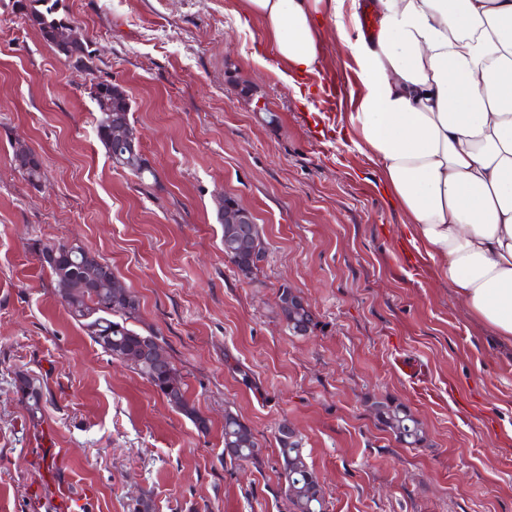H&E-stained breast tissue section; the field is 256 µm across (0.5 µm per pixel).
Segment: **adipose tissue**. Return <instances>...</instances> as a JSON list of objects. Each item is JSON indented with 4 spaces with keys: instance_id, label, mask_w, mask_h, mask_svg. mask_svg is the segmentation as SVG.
Returning <instances> with one entry per match:
<instances>
[{
    "instance_id": "adipose-tissue-1",
    "label": "adipose tissue",
    "mask_w": 512,
    "mask_h": 512,
    "mask_svg": "<svg viewBox=\"0 0 512 512\" xmlns=\"http://www.w3.org/2000/svg\"><path fill=\"white\" fill-rule=\"evenodd\" d=\"M282 77L335 31L363 93L351 141L381 170L403 233L471 316L512 340V0H245Z\"/></svg>"
}]
</instances>
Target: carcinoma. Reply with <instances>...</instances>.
Instances as JSON below:
<instances>
[{"label": "carcinoma", "instance_id": "carcinoma-1", "mask_svg": "<svg viewBox=\"0 0 512 512\" xmlns=\"http://www.w3.org/2000/svg\"><path fill=\"white\" fill-rule=\"evenodd\" d=\"M20 4L22 15L32 24L38 26L44 42L60 57L82 63L90 58L92 50L83 42L69 49L63 48L64 33L68 28L65 19L56 15L55 5L48 0H16ZM90 94L97 108L98 115L96 132L106 153L112 160H119L126 152V147L112 141V123L122 121L130 123L128 112H106V102L111 100L112 89L104 85L90 89ZM56 253L55 262H46L43 267L55 284V290L61 302L73 319L80 322L92 340L112 358L133 368L141 377L164 398L167 403L190 419L198 428H207V421L198 413L194 404L187 396L186 383L182 373L169 377L144 353V347L152 335L136 330L132 321L136 320L140 311L136 295L128 288L124 289L127 299L117 300L112 297V289L103 285L93 291L84 288L104 262L91 251L80 245L69 249L64 242L49 243L39 249V254ZM22 400L31 418H37L43 401L42 390L22 383ZM378 405L387 409L386 416L398 423L399 429L406 432L407 443L418 445L426 440L420 422L412 417L407 406L394 401H380ZM237 444V451L224 457V462L231 466L242 462L258 464L261 458L255 456L251 448L256 445L253 429L244 424L238 414L227 412L224 415V444ZM278 458L283 465L294 471V482L298 495L299 512H323V506L317 492L310 491L307 475L313 470L307 462V456L295 442L277 438Z\"/></svg>", "mask_w": 512, "mask_h": 512}]
</instances>
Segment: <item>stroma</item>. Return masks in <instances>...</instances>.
<instances>
[{"label":"stroma","mask_w":512,"mask_h":512,"mask_svg":"<svg viewBox=\"0 0 512 512\" xmlns=\"http://www.w3.org/2000/svg\"><path fill=\"white\" fill-rule=\"evenodd\" d=\"M56 12L90 41L84 67L0 0V512H44L49 448L79 512H129L143 493L152 512H285L284 422L327 512H512V340L437 280L377 164L346 140L362 92L349 47L326 32L304 102L243 0H58ZM94 75L126 91L155 182L116 168L98 141ZM20 144L40 181L16 167ZM225 192L266 243L249 282L224 258ZM58 241L96 253L135 293L136 329L160 338L207 430L69 316L37 258ZM284 284L311 305V334L281 319ZM399 353L428 366L429 392L395 373ZM24 376L44 395L36 421ZM385 399L410 409L424 443L384 431L371 405ZM228 411L254 430L262 464L225 466Z\"/></svg>","instance_id":"obj_1"}]
</instances>
